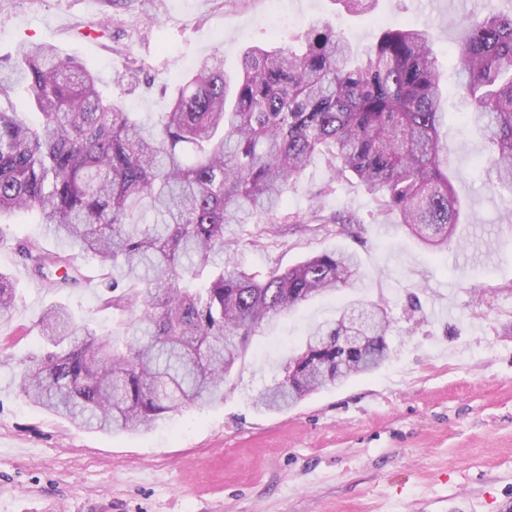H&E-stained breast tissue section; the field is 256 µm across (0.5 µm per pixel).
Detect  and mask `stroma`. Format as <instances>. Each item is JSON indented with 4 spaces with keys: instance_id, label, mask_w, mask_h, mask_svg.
<instances>
[{
    "instance_id": "obj_1",
    "label": "stroma",
    "mask_w": 512,
    "mask_h": 512,
    "mask_svg": "<svg viewBox=\"0 0 512 512\" xmlns=\"http://www.w3.org/2000/svg\"><path fill=\"white\" fill-rule=\"evenodd\" d=\"M461 14L448 0H378L359 16L337 0H0V69L12 68L19 42L50 43L94 71L106 95L154 117L168 111L175 79L195 58L223 52L231 73L247 48L294 43L316 19L359 52L387 27L433 28L448 69ZM455 84H442L439 137L465 214L457 243L425 247L361 185L329 183L314 160L288 194L299 223L259 241L253 225L237 228L232 256L262 275L341 248L360 259L358 287L263 322L224 383L223 403L180 409L148 431L90 432L18 392L48 306L66 305L101 334L122 314L103 309L95 260L33 216L5 218L0 270L12 276L16 307L0 322V512H502L512 504V227L475 164L489 144ZM314 210L361 223L343 236L311 222ZM23 242L69 259L87 282L47 287L20 260ZM360 300L388 313L389 360L291 409L257 408L312 329Z\"/></svg>"
}]
</instances>
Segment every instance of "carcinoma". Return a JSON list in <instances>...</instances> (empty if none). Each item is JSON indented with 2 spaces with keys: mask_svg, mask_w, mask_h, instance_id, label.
Listing matches in <instances>:
<instances>
[{
  "mask_svg": "<svg viewBox=\"0 0 512 512\" xmlns=\"http://www.w3.org/2000/svg\"><path fill=\"white\" fill-rule=\"evenodd\" d=\"M367 14L376 0H338ZM32 119L0 77V218L34 215L96 259L112 289L106 306L138 312L110 336L75 321L62 305L42 315L39 352L18 379L33 405L96 432L149 429L182 406L224 400V381L262 323L318 294L354 286L358 256L336 249L259 278L228 255L233 224L258 233L288 223V187L321 157L332 184L356 179L379 209L423 244L446 250L461 203L441 159L437 127L446 110L433 37L386 29L357 56L335 27L312 22L300 46H255L233 79L215 52L175 86L169 111L149 120L102 96L99 79L53 45L21 42ZM457 94L484 130L483 163L512 188V12L471 13L460 22ZM22 260L50 288L45 270L62 260L34 245ZM15 289L0 272V318ZM388 316L364 350L336 352L334 324L310 336L299 369L262 392L257 407L280 411L328 385L381 368Z\"/></svg>",
  "mask_w": 512,
  "mask_h": 512,
  "instance_id": "carcinoma-1",
  "label": "carcinoma"
}]
</instances>
